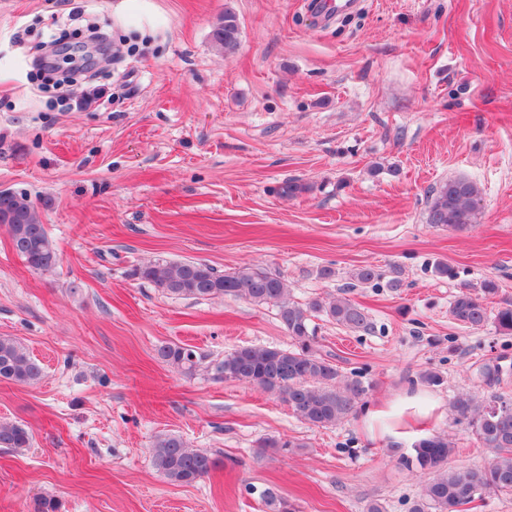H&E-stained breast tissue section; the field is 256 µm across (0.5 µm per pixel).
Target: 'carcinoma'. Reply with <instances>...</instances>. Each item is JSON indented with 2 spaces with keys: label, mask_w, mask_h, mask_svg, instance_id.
<instances>
[{
  "label": "carcinoma",
  "mask_w": 512,
  "mask_h": 512,
  "mask_svg": "<svg viewBox=\"0 0 512 512\" xmlns=\"http://www.w3.org/2000/svg\"><path fill=\"white\" fill-rule=\"evenodd\" d=\"M213 43L232 53L239 44V25L227 10L212 31ZM478 186L464 177L450 178L435 187L430 195L427 223L462 231L475 223L480 206ZM0 224L8 226L13 250L35 271L47 272L58 262L57 250L35 206L23 193L0 191ZM139 278L154 283L174 298L196 300L219 297L244 299L257 305L278 308L280 322L293 342L290 349L274 346H239L223 358L203 365L205 357L196 350L175 343L157 347L158 358L185 376L201 367L213 377L238 381L273 393L288 404L310 426L328 428L353 417L363 406L369 386L357 378H341L338 366L317 349L312 317L319 313L351 331L372 328L369 314L357 302L334 297L316 298L304 305L290 298V288L280 275L267 270L240 267L220 273L211 265L197 261L167 265H143L135 269ZM384 274L365 265L352 273L358 284H377ZM498 293L492 278L480 282L476 292L462 290L450 302L449 313L455 323L470 330L494 325L502 336L512 335V306L496 311L487 300ZM505 373L498 361L478 369L481 382L491 392L481 394L470 388L459 389L448 402L452 423L462 426L479 447L491 454L483 466L456 469L450 466L456 448L451 432L436 431L418 441L413 453L398 455L397 463L409 472L430 474L421 485L412 512H462V506L492 495L512 494V396L492 390ZM43 375L41 364L25 345L11 336H0V381L32 385ZM31 433L17 423H0V447L22 450L29 447ZM157 469L171 483L191 485L207 477L218 462L210 454L193 449L179 436L165 434L153 443ZM271 512H295L288 500L268 489L261 495Z\"/></svg>",
  "instance_id": "1"
}]
</instances>
